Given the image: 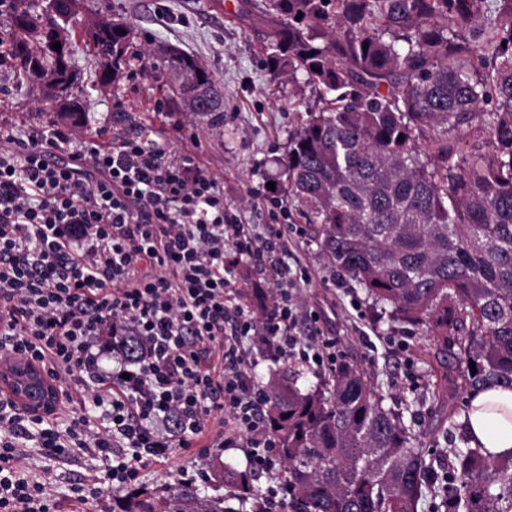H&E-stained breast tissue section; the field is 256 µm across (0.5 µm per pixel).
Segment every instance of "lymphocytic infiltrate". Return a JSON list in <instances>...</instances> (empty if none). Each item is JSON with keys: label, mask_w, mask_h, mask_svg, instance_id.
I'll list each match as a JSON object with an SVG mask.
<instances>
[{"label": "lymphocytic infiltrate", "mask_w": 512, "mask_h": 512, "mask_svg": "<svg viewBox=\"0 0 512 512\" xmlns=\"http://www.w3.org/2000/svg\"><path fill=\"white\" fill-rule=\"evenodd\" d=\"M243 264L277 290L264 319L241 302ZM296 279L287 225L257 233L206 168L161 138L0 132V357L42 364L64 398L36 416L0 394V512H62L28 474L31 441L49 460H100L104 480L124 485L205 438L218 415L217 445L249 435L252 465L271 469L244 343L293 354L297 309L284 288Z\"/></svg>", "instance_id": "f902f5d3"}]
</instances>
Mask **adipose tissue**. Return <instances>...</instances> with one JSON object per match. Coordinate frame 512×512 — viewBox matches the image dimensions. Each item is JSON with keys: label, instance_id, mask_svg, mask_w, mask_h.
<instances>
[{"label": "adipose tissue", "instance_id": "1", "mask_svg": "<svg viewBox=\"0 0 512 512\" xmlns=\"http://www.w3.org/2000/svg\"><path fill=\"white\" fill-rule=\"evenodd\" d=\"M467 432L471 446L493 455L512 453V391L491 387L470 395Z\"/></svg>", "mask_w": 512, "mask_h": 512}]
</instances>
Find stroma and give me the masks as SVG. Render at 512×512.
<instances>
[{
  "label": "stroma",
  "mask_w": 512,
  "mask_h": 512,
  "mask_svg": "<svg viewBox=\"0 0 512 512\" xmlns=\"http://www.w3.org/2000/svg\"><path fill=\"white\" fill-rule=\"evenodd\" d=\"M102 16L124 19L133 30L127 53L132 64L106 86L99 82L101 62L87 35ZM68 26L77 33L69 59L76 77L71 92L85 104V133L107 141L115 131L143 126L167 139L174 153L199 156L223 184L228 204L245 203L251 190L270 182L275 185L272 197L287 200L282 162L321 91L263 68V28L240 18L235 6L219 7L217 0H81ZM8 37L7 28L0 27V126L67 129L57 108L41 101L34 82L14 66L5 44ZM168 47L195 56L214 73L224 90L223 122L186 111L171 94L174 79L168 71L140 74L135 57ZM250 221L295 225L290 245L308 274L294 290L300 310L296 332L314 349L327 341L335 344L331 357L316 356L313 350L295 358L298 387L304 391L318 387L338 362L357 363L384 396L386 406L415 434L426 462L446 470L453 449L464 445L461 423L469 397L463 388L444 380L448 369L457 366L456 347L444 346L426 327L400 323L375 305L362 288L336 270L322 251L317 227L307 224L296 210L275 217L263 209ZM225 464L241 471L252 469L246 437H239L231 448L195 444L176 449L170 459L147 466L137 481L91 501L85 512H112L135 491L164 498L182 469L196 475L201 494L223 492L218 471ZM29 467L60 495L80 478L101 475L103 470L101 461L82 454L64 464L34 455Z\"/></svg>",
  "instance_id": "35a3bbf8"
}]
</instances>
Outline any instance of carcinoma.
<instances>
[{"label": "carcinoma", "instance_id": "1", "mask_svg": "<svg viewBox=\"0 0 512 512\" xmlns=\"http://www.w3.org/2000/svg\"><path fill=\"white\" fill-rule=\"evenodd\" d=\"M3 14L15 66L39 91L50 75L67 92L57 19L36 0H0ZM239 15L264 26L271 74L299 73L329 95L286 163L325 255L396 320L428 323L445 343L458 336L466 389L512 390V0H242ZM89 36L101 82H115L130 26L108 19ZM143 58L180 81L194 73L204 95L178 98L224 121L223 90L200 60L176 49ZM475 127L481 146L467 138ZM296 376L285 367L265 386L293 512H417L427 492L434 512H512L511 455L459 449L439 473L357 365L339 363L305 392ZM222 481L228 496L169 487L175 512H236L228 501L251 496V475L226 466ZM121 512H159V502L136 494Z\"/></svg>", "mask_w": 512, "mask_h": 512}]
</instances>
